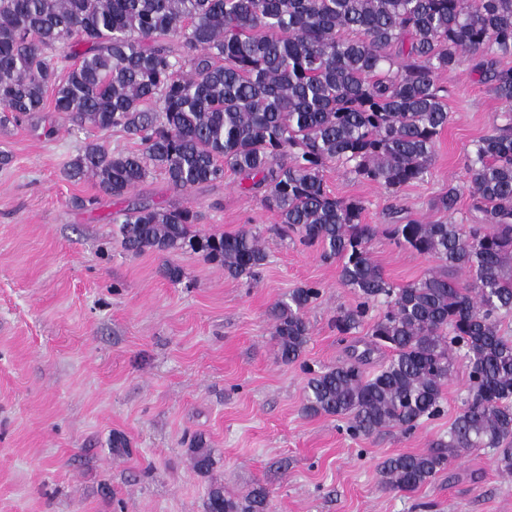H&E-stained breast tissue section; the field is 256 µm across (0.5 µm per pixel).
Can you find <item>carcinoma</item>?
Returning a JSON list of instances; mask_svg holds the SVG:
<instances>
[{"label": "carcinoma", "mask_w": 512, "mask_h": 512, "mask_svg": "<svg viewBox=\"0 0 512 512\" xmlns=\"http://www.w3.org/2000/svg\"><path fill=\"white\" fill-rule=\"evenodd\" d=\"M72 64L59 74L57 45ZM468 58L512 106V0H0V112L16 121L53 110L135 141L109 152L90 141L65 169L121 198L153 171L176 189L221 182L230 169L251 181L279 230L339 262L357 301L334 319L348 356L309 371L305 410L349 417L354 436L413 431L442 412L454 361L466 364L468 394L439 450L401 454L382 468L392 488L411 492L448 458L494 448L512 474V123L477 142L464 185L448 184L435 208L458 211L464 193L478 224L423 222L390 208L394 223H363L365 204L327 192L323 170L340 162L358 180L396 194L424 180L448 126L438 73ZM183 205L133 203L118 228L138 255L203 253L234 278H254L266 253L250 230L200 236ZM384 235L437 258L428 276L396 286L370 257ZM464 271L462 285L448 271ZM320 290L292 289L270 310L281 358L294 362L310 335L305 311ZM384 300L363 349L354 334ZM194 469L213 468L197 437ZM268 491L237 497L211 485L206 512H266Z\"/></svg>", "instance_id": "carcinoma-1"}]
</instances>
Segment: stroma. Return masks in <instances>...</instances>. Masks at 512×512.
<instances>
[{"mask_svg": "<svg viewBox=\"0 0 512 512\" xmlns=\"http://www.w3.org/2000/svg\"><path fill=\"white\" fill-rule=\"evenodd\" d=\"M438 82L450 121L424 181L394 195L343 165L326 168L332 195L364 201L365 223H389L395 202L412 218L440 219L432 202L466 182L467 157L489 125L512 118L470 62ZM50 118L57 132L49 139L31 121L0 126V153L10 157L0 166V512H206L213 484L234 497L266 487L268 512H512V475L498 469L492 448L452 459L413 492L384 483L388 458L447 437L467 392L464 363L443 390L442 414L412 433L355 437L347 418L307 416L308 372L344 357L334 319L356 301L337 263L276 235L277 214L229 171L187 190L155 173L122 198L68 181L64 168L86 142L138 145ZM132 202L190 206L199 235L253 230L267 262L254 280L234 279L188 249L167 259L184 272L171 283L159 272L165 259L128 254L117 240L116 220ZM370 253L397 285L437 265L382 237ZM304 284L321 294L306 314L305 350L287 364L268 310ZM116 432L129 442L119 455ZM197 436L215 461L206 475L192 465Z\"/></svg>", "mask_w": 512, "mask_h": 512, "instance_id": "obj_1", "label": "stroma"}]
</instances>
